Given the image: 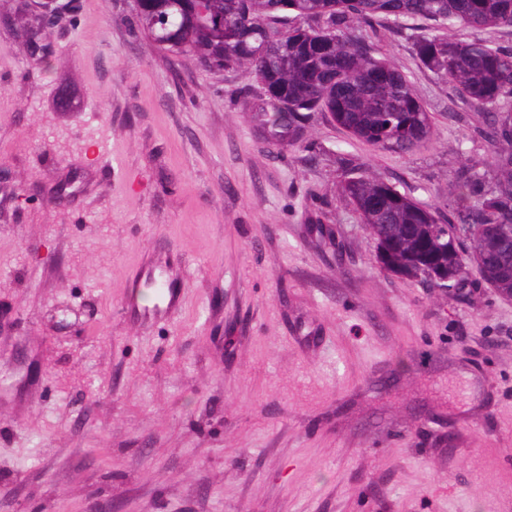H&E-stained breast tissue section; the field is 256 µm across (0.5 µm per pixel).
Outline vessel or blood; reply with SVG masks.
<instances>
[{
  "instance_id": "1",
  "label": "vessel or blood",
  "mask_w": 512,
  "mask_h": 512,
  "mask_svg": "<svg viewBox=\"0 0 512 512\" xmlns=\"http://www.w3.org/2000/svg\"><path fill=\"white\" fill-rule=\"evenodd\" d=\"M183 270L180 265L172 262L168 255L153 254L139 271L137 284L158 286L164 298V304L154 309H146L136 305H128L124 309L125 317L136 323H149L171 318L183 304L184 291L180 286Z\"/></svg>"
}]
</instances>
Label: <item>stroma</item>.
<instances>
[{
	"mask_svg": "<svg viewBox=\"0 0 512 512\" xmlns=\"http://www.w3.org/2000/svg\"><path fill=\"white\" fill-rule=\"evenodd\" d=\"M74 0L28 70L0 0V512H512V300L389 277L346 177L447 213L482 115L379 21L432 122L413 154L318 112L272 146L247 66L221 73ZM35 194L18 201L19 191ZM186 268L173 318L133 279ZM91 304L59 340L47 313ZM182 277L181 266L172 262L167 254H152V259L139 271L135 283L137 286L144 284L160 287L164 306L146 309L134 304L127 305L124 309L125 317L136 323H149L171 318L183 304L184 291L179 287Z\"/></svg>",
	"mask_w": 512,
	"mask_h": 512,
	"instance_id": "stroma-1",
	"label": "stroma"
}]
</instances>
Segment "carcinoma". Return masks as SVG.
I'll return each instance as SVG.
<instances>
[{
    "instance_id": "carcinoma-1",
    "label": "carcinoma",
    "mask_w": 512,
    "mask_h": 512,
    "mask_svg": "<svg viewBox=\"0 0 512 512\" xmlns=\"http://www.w3.org/2000/svg\"><path fill=\"white\" fill-rule=\"evenodd\" d=\"M283 18L298 25L280 29ZM379 19L417 22L409 35L416 57L452 82L462 101L490 111L512 103V49L434 34L457 24L512 27V0H134L127 24L163 53L191 56L210 71L248 64L280 103L263 113L274 134L294 132L312 114L328 112L356 140L412 153L430 139L431 128H421L429 112L408 77L376 56L364 34L348 33L354 23L369 27ZM14 20L28 46L51 31L52 22L21 9ZM485 122V136L507 148L488 172L464 166L456 173L462 206L446 216L382 180L341 182V194L375 239L382 271L457 287L470 259L486 282L512 290V128L493 116ZM436 224H475L479 232L455 251L435 235Z\"/></svg>"
}]
</instances>
